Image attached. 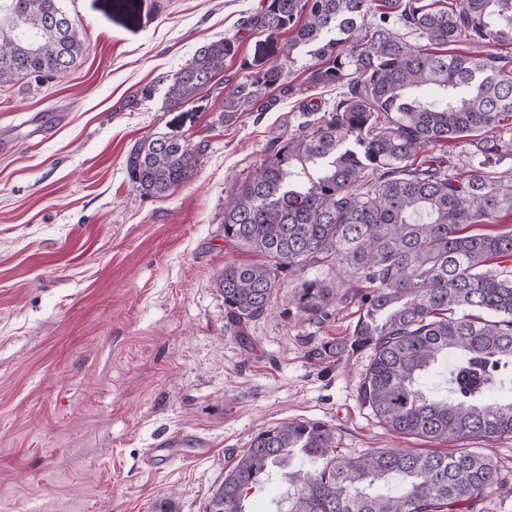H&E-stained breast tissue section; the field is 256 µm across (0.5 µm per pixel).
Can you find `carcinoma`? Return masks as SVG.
<instances>
[{"instance_id":"cac0c4a2","label":"carcinoma","mask_w":512,"mask_h":512,"mask_svg":"<svg viewBox=\"0 0 512 512\" xmlns=\"http://www.w3.org/2000/svg\"><path fill=\"white\" fill-rule=\"evenodd\" d=\"M62 0H0V87L18 76H60L84 52ZM263 0L241 25L275 39L281 58L241 60L222 119L293 90L296 55L314 60L308 83L340 89L300 133L273 146L224 202V241L264 257L227 264L216 278L235 323L260 316L279 273L334 263L369 284L336 355L372 353L360 404L392 433L451 443L512 436V229L471 230L512 211V182L461 178L434 148L492 132L512 114V69L501 57L440 54L417 45H512V0ZM239 55L229 36L199 47L164 94L183 106ZM205 145L155 135L126 167L141 190L163 196L195 175ZM317 167L308 175L309 166ZM495 263L498 269L489 265ZM338 302L324 279L304 281L297 311L321 319ZM288 472L279 512H470L500 484L494 462L457 452L337 451L319 420L260 429L226 473L205 512H245L248 492L272 467Z\"/></svg>"}]
</instances>
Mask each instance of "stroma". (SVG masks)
<instances>
[{"instance_id":"obj_1","label":"stroma","mask_w":512,"mask_h":512,"mask_svg":"<svg viewBox=\"0 0 512 512\" xmlns=\"http://www.w3.org/2000/svg\"><path fill=\"white\" fill-rule=\"evenodd\" d=\"M262 0H64L85 42L55 79L0 88V512H151L160 497L204 512L263 427L303 419L336 430L338 450L429 449L397 436L358 401L369 352L321 353L350 336L365 282L335 266L284 271L259 318L233 324L215 286L225 264L256 255L224 241V198L271 144L297 133L306 85L263 112L223 122L219 90L168 107L173 75L207 43L237 37L249 62L280 55L240 25ZM147 85L152 98H139ZM151 135L204 142L193 179L161 197L129 177L131 147ZM455 169L512 175V145L491 157L474 138L446 146ZM319 277L345 299L326 319L293 305ZM190 433L161 469L147 456ZM473 448L503 485L472 512H512V438Z\"/></svg>"}]
</instances>
